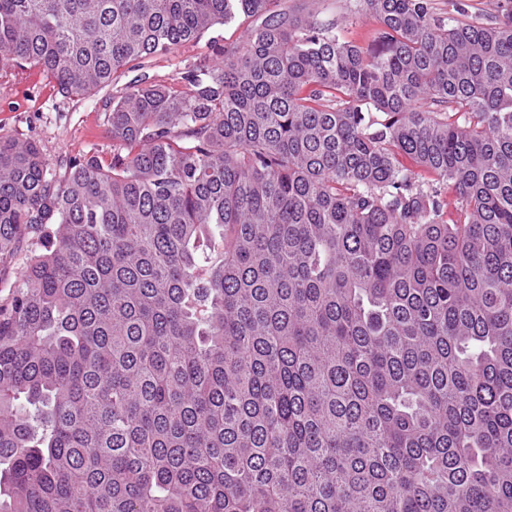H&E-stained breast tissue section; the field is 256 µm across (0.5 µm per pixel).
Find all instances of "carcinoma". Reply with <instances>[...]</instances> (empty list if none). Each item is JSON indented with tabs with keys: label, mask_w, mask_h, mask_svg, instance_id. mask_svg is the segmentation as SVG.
Instances as JSON below:
<instances>
[{
	"label": "carcinoma",
	"mask_w": 512,
	"mask_h": 512,
	"mask_svg": "<svg viewBox=\"0 0 512 512\" xmlns=\"http://www.w3.org/2000/svg\"><path fill=\"white\" fill-rule=\"evenodd\" d=\"M362 17L0 0L67 98L245 26L107 96V164L0 135V512H512V0ZM242 36V29H237L236 25L217 27L205 34L197 43L180 47L178 52L174 55L156 56L148 59L145 69L126 73L116 81L109 93L112 95V91L117 94L124 92L125 87L129 84L131 79L144 71L147 72L150 77L156 78V80H165L171 83L177 82L179 81L178 79L175 81L171 79L179 78L181 72L189 68L192 69L212 59V40L224 44L239 41ZM40 250L36 233L26 235L15 256L6 265L0 266V301L9 294L10 287L19 280L33 253Z\"/></svg>",
	"instance_id": "1"
}]
</instances>
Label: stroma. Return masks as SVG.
I'll return each instance as SVG.
<instances>
[{
	"label": "stroma",
	"mask_w": 512,
	"mask_h": 512,
	"mask_svg": "<svg viewBox=\"0 0 512 512\" xmlns=\"http://www.w3.org/2000/svg\"><path fill=\"white\" fill-rule=\"evenodd\" d=\"M243 32L218 27L176 54L148 59L145 70L159 80L179 78L181 72L210 61L213 43L235 42ZM40 145L51 166L81 156L112 159V139L100 96L65 98L36 69L0 71V134Z\"/></svg>",
	"instance_id": "35a3bbf8"
}]
</instances>
